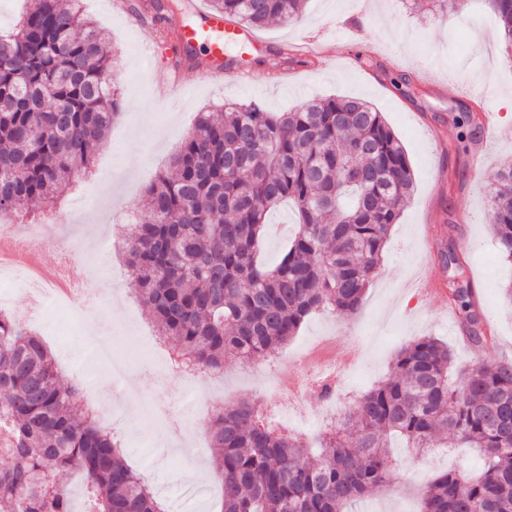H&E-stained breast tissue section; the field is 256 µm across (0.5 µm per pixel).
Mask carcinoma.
Returning <instances> with one entry per match:
<instances>
[{
  "mask_svg": "<svg viewBox=\"0 0 512 512\" xmlns=\"http://www.w3.org/2000/svg\"><path fill=\"white\" fill-rule=\"evenodd\" d=\"M173 0L140 9L173 32ZM306 0H209L211 9L260 29L296 19ZM512 50V9L489 0ZM107 38L81 0H29L0 32V213L57 205L91 171V146L120 114L107 82ZM462 142L476 125L454 119ZM493 232L512 261V161L494 173ZM414 174L380 112L358 98L307 102L278 117L256 104L228 103L217 120L198 113L168 167L145 190L117 246L134 297L149 308L175 365L209 374L224 359L267 357L297 336L313 313L358 312ZM293 204L299 230L275 264L258 261L267 215ZM448 294L467 329L485 340L465 260ZM452 353L432 336L397 355L393 375L354 398L324 431L317 455L295 434L269 427L259 402L219 408L209 418L223 512H351L393 473L391 440L426 451H476L475 474L437 473L421 491V512H512V363L478 361L449 381ZM83 395L60 383L44 341L0 312V512H73L54 472L84 478L86 512H164L153 489L123 457L119 439L95 415L80 419Z\"/></svg>",
  "mask_w": 512,
  "mask_h": 512,
  "instance_id": "1",
  "label": "carcinoma"
}]
</instances>
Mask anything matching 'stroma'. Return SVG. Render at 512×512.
<instances>
[{
	"mask_svg": "<svg viewBox=\"0 0 512 512\" xmlns=\"http://www.w3.org/2000/svg\"><path fill=\"white\" fill-rule=\"evenodd\" d=\"M126 2L129 13L118 14L112 0H82L85 13L107 31L118 58L108 79L121 88V116L94 150L92 176L79 180L61 204L72 223L57 229L65 242L78 243V261L102 272V306H118L119 314L109 320L100 308L52 303L25 327L49 343L62 382L106 401L101 417L111 421L128 462L150 482L165 512L220 508L216 477L198 469L210 450L207 418L199 414L196 396L225 406L262 399L279 380L301 383L297 361L323 337L351 336L359 355L341 379L335 403L308 397L297 422L298 436L312 443L320 434V415L388 378L398 351L416 337L432 335L447 343L455 371L481 360V349L462 342L452 327L457 316L444 290L450 272L440 259L447 242L468 258L467 275L497 338L498 356L512 362V304L502 294L512 285V263L497 252L490 206L493 173L512 160V118L494 109L497 92L512 91V56L504 40L494 37L498 24L488 0H457L454 8L436 10L428 0L412 6L407 0H307L298 19L260 29L267 41L262 50L229 48V56L251 69L253 78L239 80L223 70L207 82L200 81L199 70L177 67L180 51L172 40L159 41L158 59L146 65L143 45L159 40L158 26L137 14L138 0ZM320 31L326 37L304 63L290 65L283 47L303 46ZM175 69L185 95L167 109L153 90ZM329 96L358 97L377 108L403 144L415 176L412 196L359 312L313 314L288 345L251 364L225 362L220 379L173 372L152 347L157 331L147 307L130 297V277L112 246L114 225L127 223L143 202L145 188L166 168L197 112L220 113L225 103L238 102L279 114ZM467 108L494 117L508 137L483 141L479 127L458 142L453 118ZM480 143L486 156L477 171L473 155ZM295 220L285 204L270 214L263 261H278L296 230ZM111 335L123 343L113 361L147 379L138 394L128 396L112 386L110 364L95 357L98 340ZM392 456L390 485L369 496L357 512H416L418 491L436 472L469 473L479 465L476 456L457 448L417 457L396 447Z\"/></svg>",
	"mask_w": 512,
	"mask_h": 512,
	"instance_id": "obj_1",
	"label": "stroma"
}]
</instances>
